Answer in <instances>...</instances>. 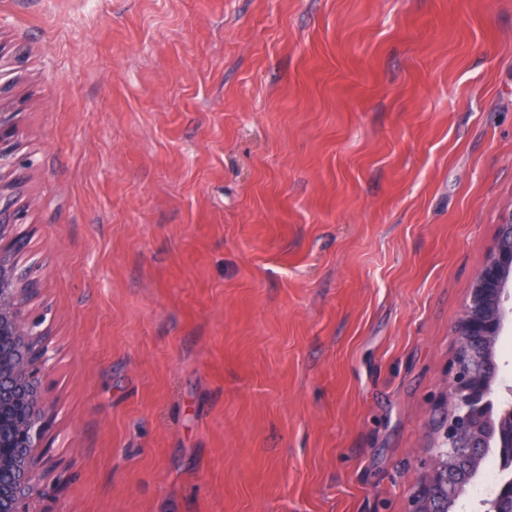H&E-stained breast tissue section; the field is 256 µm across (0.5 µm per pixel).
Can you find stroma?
<instances>
[{"label": "stroma", "instance_id": "stroma-1", "mask_svg": "<svg viewBox=\"0 0 512 512\" xmlns=\"http://www.w3.org/2000/svg\"><path fill=\"white\" fill-rule=\"evenodd\" d=\"M41 512H408L512 216V0H0Z\"/></svg>", "mask_w": 512, "mask_h": 512}]
</instances>
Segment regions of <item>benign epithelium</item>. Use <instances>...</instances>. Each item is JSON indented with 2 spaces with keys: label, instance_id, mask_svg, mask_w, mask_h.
<instances>
[{
  "label": "benign epithelium",
  "instance_id": "benign-epithelium-1",
  "mask_svg": "<svg viewBox=\"0 0 512 512\" xmlns=\"http://www.w3.org/2000/svg\"><path fill=\"white\" fill-rule=\"evenodd\" d=\"M15 103L0 94V162L10 154L19 130ZM8 185L0 181V512H40L44 436L51 405L43 375L49 361V337L42 320L25 310L31 289L25 287L20 260L25 244L16 232L24 214L12 208ZM512 314V217L499 225L495 246L475 278L470 300L457 324L458 348L477 346L501 335ZM489 389L456 354L448 380L447 424L433 456L440 462L425 476L433 492L413 512H435L436 494L454 495L460 480L469 479L467 465L474 448L493 442L512 448V406L492 420L484 415Z\"/></svg>",
  "mask_w": 512,
  "mask_h": 512
}]
</instances>
